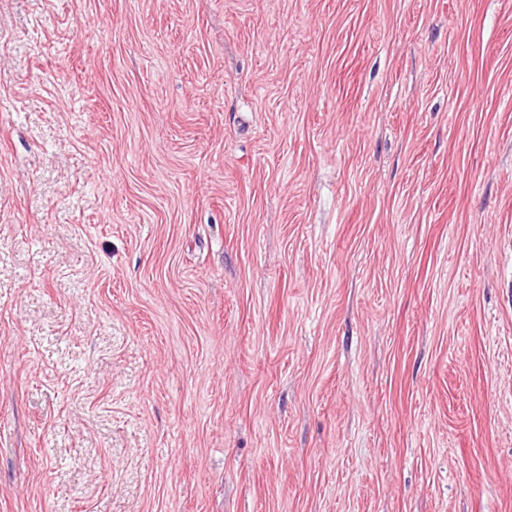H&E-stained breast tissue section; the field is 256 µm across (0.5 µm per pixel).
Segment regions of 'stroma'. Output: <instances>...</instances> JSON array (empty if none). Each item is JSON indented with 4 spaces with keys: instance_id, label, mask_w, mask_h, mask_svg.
Segmentation results:
<instances>
[{
    "instance_id": "1",
    "label": "stroma",
    "mask_w": 512,
    "mask_h": 512,
    "mask_svg": "<svg viewBox=\"0 0 512 512\" xmlns=\"http://www.w3.org/2000/svg\"><path fill=\"white\" fill-rule=\"evenodd\" d=\"M0 512H512V0H0Z\"/></svg>"
}]
</instances>
